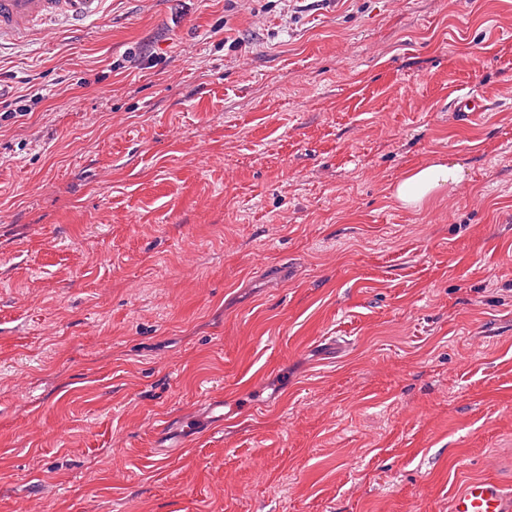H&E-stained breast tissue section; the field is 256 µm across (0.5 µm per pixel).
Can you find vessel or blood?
I'll return each instance as SVG.
<instances>
[{"label": "vessel or blood", "mask_w": 512, "mask_h": 512, "mask_svg": "<svg viewBox=\"0 0 512 512\" xmlns=\"http://www.w3.org/2000/svg\"><path fill=\"white\" fill-rule=\"evenodd\" d=\"M102 0H0V43L26 40L34 31L95 19ZM451 512H512V497L490 480L466 485Z\"/></svg>", "instance_id": "b4317fda"}]
</instances>
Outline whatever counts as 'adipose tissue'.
Masks as SVG:
<instances>
[{
    "instance_id": "obj_1",
    "label": "adipose tissue",
    "mask_w": 512,
    "mask_h": 512,
    "mask_svg": "<svg viewBox=\"0 0 512 512\" xmlns=\"http://www.w3.org/2000/svg\"><path fill=\"white\" fill-rule=\"evenodd\" d=\"M465 179V169L456 162L433 161L406 173L391 187V198L406 209L419 208L427 199L445 190H455Z\"/></svg>"
}]
</instances>
